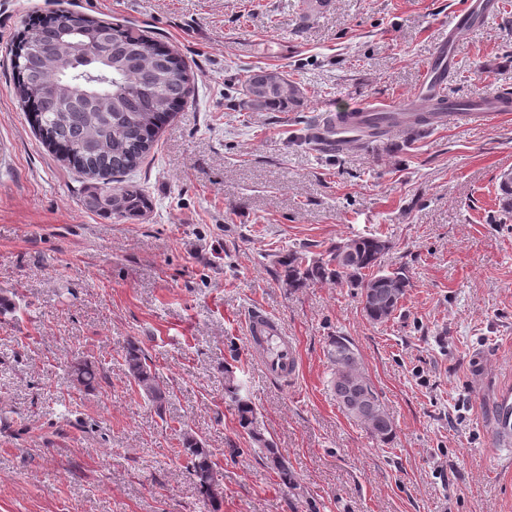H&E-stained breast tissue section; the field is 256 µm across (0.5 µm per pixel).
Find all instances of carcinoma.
Wrapping results in <instances>:
<instances>
[{
    "label": "carcinoma",
    "instance_id": "cac0c4a2",
    "mask_svg": "<svg viewBox=\"0 0 512 512\" xmlns=\"http://www.w3.org/2000/svg\"><path fill=\"white\" fill-rule=\"evenodd\" d=\"M81 39L91 44L97 60L93 70L79 71L69 62L70 45ZM13 84L17 98L42 141L81 174L98 181L85 197L91 210L117 218L132 219L150 208L138 185L119 177L136 169L151 153L166 119L180 110L192 91L186 65L173 48L131 27L81 16L79 22L61 13L34 17L18 32L11 50ZM242 106L252 112H280L303 102L304 93L277 68L247 69L240 80ZM448 110V102L436 101L428 112H412L405 125L410 138L420 137L434 123V116ZM354 256L336 261V246L318 258L302 251L278 259L284 283L303 288L313 282H336L357 290L366 300L363 310L373 322L387 320L410 288L404 268L381 269V257L389 248L377 236L351 239ZM346 336L329 342L330 384L336 402L354 422L378 442L392 443L395 429L381 398H367L369 379L356 349H347ZM123 366L146 399L157 408L166 400L151 358L137 340L126 343ZM73 381L90 388L97 383L95 365L81 361L71 366ZM226 394L238 424L277 470L283 484H293L285 459L256 427V409L240 393L233 371L225 368ZM191 460L190 471L199 493L217 512L221 490L213 452L190 431L181 436Z\"/></svg>",
    "mask_w": 512,
    "mask_h": 512
}]
</instances>
